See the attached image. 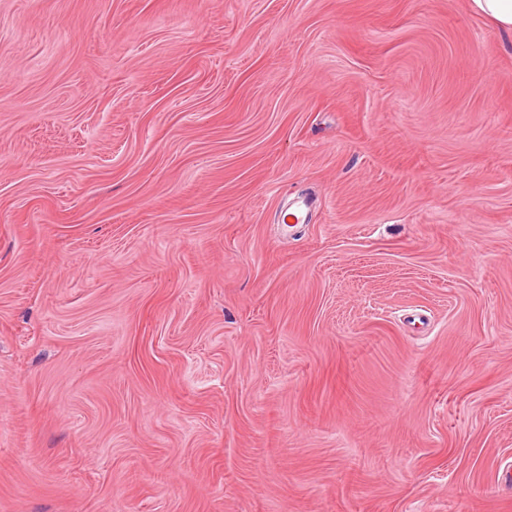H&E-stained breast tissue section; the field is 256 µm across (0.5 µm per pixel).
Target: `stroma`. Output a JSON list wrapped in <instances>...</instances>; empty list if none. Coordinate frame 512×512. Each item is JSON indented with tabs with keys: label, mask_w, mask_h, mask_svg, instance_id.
Masks as SVG:
<instances>
[{
	"label": "stroma",
	"mask_w": 512,
	"mask_h": 512,
	"mask_svg": "<svg viewBox=\"0 0 512 512\" xmlns=\"http://www.w3.org/2000/svg\"><path fill=\"white\" fill-rule=\"evenodd\" d=\"M0 512H512V39L0 0Z\"/></svg>",
	"instance_id": "1"
}]
</instances>
